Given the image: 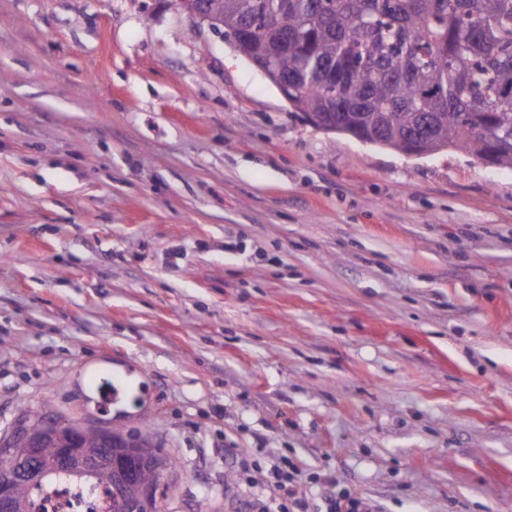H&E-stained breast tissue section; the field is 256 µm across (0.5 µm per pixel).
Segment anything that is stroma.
I'll use <instances>...</instances> for the list:
<instances>
[{
    "label": "stroma",
    "instance_id": "obj_1",
    "mask_svg": "<svg viewBox=\"0 0 512 512\" xmlns=\"http://www.w3.org/2000/svg\"><path fill=\"white\" fill-rule=\"evenodd\" d=\"M34 413L150 432L158 512L284 458L309 512H512V169L306 122L180 0H0V433ZM325 512H380L370 501L346 492H331L325 498Z\"/></svg>",
    "mask_w": 512,
    "mask_h": 512
}]
</instances>
